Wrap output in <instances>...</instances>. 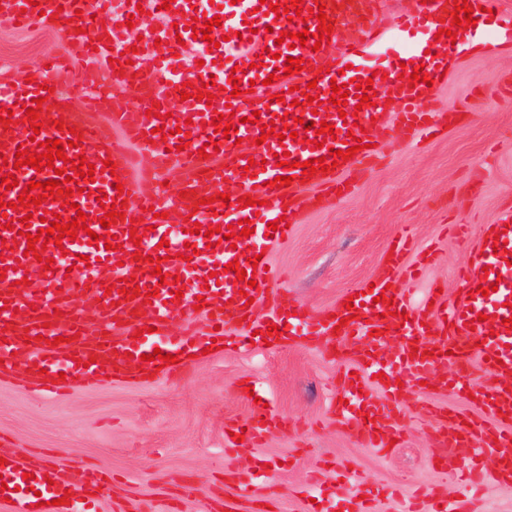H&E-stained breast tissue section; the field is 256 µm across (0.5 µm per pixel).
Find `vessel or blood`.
I'll list each match as a JSON object with an SVG mask.
<instances>
[{"mask_svg": "<svg viewBox=\"0 0 512 512\" xmlns=\"http://www.w3.org/2000/svg\"><path fill=\"white\" fill-rule=\"evenodd\" d=\"M10 17L18 18L21 26L39 23L41 17H58L57 33L66 49L47 57L52 75L62 83L87 90L85 109L74 110L68 96L61 92L42 94L37 84L15 81L10 71L0 70V108L13 110L16 122L11 126L0 123V155L7 164L1 171L14 174L18 186L6 193L9 201H17L28 182L55 179L56 168L36 170L28 166L12 170L17 149L38 151L41 142L57 139L66 143L71 129L82 132L76 147L65 150L67 157L84 155L87 162L98 166L93 179H80L79 193L71 200L77 212L87 216V231L63 245L48 244L40 258L27 256V238L21 233V219L32 214L31 231H38L45 213L60 211L59 202L44 201L29 210L6 209L0 216V237L7 245L0 249V379L20 376L23 384L35 393L56 395L74 388L83 381H95L102 375L120 378H139L140 368L152 376L172 377L183 374L191 365L193 354L201 352L211 341L229 346L248 347L253 332L268 334L270 325H279L277 336H269L272 346H279L282 337L300 336L314 350L320 349L327 336L338 333L350 352V361L340 375L347 390L345 400L333 404V412L342 427L360 435L365 444L380 451L388 450L392 439L400 437L399 423L402 408L400 398L404 388L418 387L429 380L434 386L452 389L460 396L471 391V376L482 368L494 376L478 394V412L461 420L459 416L438 412L433 434V459L441 469L467 477L472 486L485 478L481 462L487 449H494L498 466L496 478H512V330L506 319L512 318V281H498L496 270L505 266L512 252V216L504 215L500 223L485 231L473 262L459 274L462 295L458 302L447 304L437 286L425 290L418 302H409L395 288L397 275L417 277L419 270L408 264L410 255H424L425 249L407 235L396 234L394 251L386 263V273L376 280L375 288L365 295L354 297L353 309L338 305L334 318L312 323L305 306L293 294L276 289L281 273L271 266L263 252L268 241L292 236L293 228L278 227L269 231L268 224L295 212L308 202L303 185L320 188L329 194H349L357 178L378 166L383 156L378 146L392 136L403 139L426 138L446 129L449 114L426 108L439 79L440 67L448 59L453 46L449 37L439 36L441 20L453 17L455 0H428L418 6L415 14L391 13L377 9L374 0H304L309 14L306 19H287L270 12L269 7L280 4H260L259 0H224L222 5L201 9L197 0H174L171 10L165 11L168 26L150 32L141 41V48L152 51L153 66L141 71L138 65H110L113 53L129 52L132 41L126 20L136 13L137 6L124 5L120 14L107 16L111 0H8ZM324 6L328 20L334 25L331 40L320 50L309 46L289 47L277 44L279 31H308L311 42L319 38L316 6ZM83 13L80 24H73L75 13ZM221 16L234 19L240 36L238 50L216 48L204 65L185 63L182 53L185 42L191 41L194 22ZM261 39L265 49L261 67H251L244 50L251 39ZM396 43L404 48L400 63L387 67L386 79H373V70L359 66V59L378 51L384 44ZM303 58L304 69L287 74L288 58ZM423 66L430 83L409 84L402 79V67ZM242 82H262L273 78L276 98L259 93L233 95V78ZM358 83L372 82L371 101L377 110L358 108L355 95H348L344 107L333 105L330 96L333 84H346L349 79ZM201 85L215 82L219 93L212 104L190 98L180 104L178 112H170L168 93H178L183 82ZM315 83L322 101L318 109L294 105L292 86L306 87ZM41 99L40 118L47 125L39 135L26 131L23 121L26 107L33 99ZM394 99V111L381 108L385 99ZM159 103L161 117L149 114L152 103ZM233 109L239 117L237 140L217 133L212 120L215 114ZM107 111V124H100L94 113ZM258 114V123H249L251 114ZM295 120L294 131L304 133L307 122L321 120L332 124L335 137L326 147L298 141L297 138L263 137L262 127L273 124L282 129L283 115ZM355 115L358 125L365 129L362 150L340 163L336 169L316 171L309 183H302L301 162L328 155L330 150L345 147L348 127L344 115ZM63 120L64 129L54 127V120ZM189 126L191 134L187 148H179L176 127ZM163 126L171 132L166 141L148 142L145 134ZM216 141L218 148L208 156L199 151L207 141ZM147 148L149 165H142L138 149ZM290 153L299 166L291 173L288 187L274 186L275 177L284 175L278 167L277 154ZM115 162V173L102 171L104 160ZM181 160L186 172L182 184L183 196L158 202L148 186L156 174L168 169L171 162ZM234 182L239 196L248 195L253 206L244 208L239 202L224 205L211 201L210 189ZM104 192L106 201L95 198ZM125 200L123 220L105 227L104 205L114 204L116 196ZM202 225H234L248 218L254 232L247 238L230 243L220 234L205 236L185 232L186 219ZM143 230L141 244L130 240L131 228ZM99 234L98 242H90V234ZM502 236L506 250L493 251L495 236ZM117 238L118 250L106 249L104 241ZM192 245L197 254L192 260L177 259V252ZM260 256L255 286L237 280L229 271V262L246 261ZM50 267H43V260ZM224 271H216V264ZM160 267V276H152L153 267ZM217 282L206 285L208 275ZM134 278L138 293L124 297L113 289L118 280ZM32 279L45 284V291L18 294L14 282ZM497 283L498 289L489 295L479 294L478 286ZM182 298H175V291ZM389 291L393 304L375 302L374 297ZM151 302H144V295ZM79 296L84 308L93 312L98 321L110 324L111 330L102 334L88 326L81 315L71 312L67 304ZM207 305L197 308L198 298ZM266 304L269 314L257 318L255 307ZM345 326H338V319ZM402 336L398 356L387 353L392 337ZM181 355L177 364L160 367L158 361L141 362V355L154 350ZM447 373L431 378L436 366ZM385 373L388 384L381 396L368 393L366 386L373 374ZM280 422L272 408L253 405L244 422H234L224 438L225 447H235L237 440L261 444L263 438ZM337 473L355 485L357 497L350 500L347 512H371L369 502L377 498L374 491L357 471L337 464ZM0 478L6 483L0 489V500L8 502L10 512H101L100 498L82 497L71 491L64 470L51 463L33 462L28 456L13 452L0 466ZM69 497V504H60V497ZM409 512H475L471 498L451 499L435 487L418 488L412 493Z\"/></svg>", "mask_w": 512, "mask_h": 512, "instance_id": "1", "label": "vessel or blood"}]
</instances>
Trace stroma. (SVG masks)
Segmentation results:
<instances>
[{
  "instance_id": "35a3bbf8",
  "label": "stroma",
  "mask_w": 512,
  "mask_h": 512,
  "mask_svg": "<svg viewBox=\"0 0 512 512\" xmlns=\"http://www.w3.org/2000/svg\"><path fill=\"white\" fill-rule=\"evenodd\" d=\"M59 42L52 29H15L0 16V60L15 75L43 77L42 57ZM432 102L461 113L460 122L436 138L383 144L386 164L360 181L342 200L322 198L302 211L290 239L275 245L270 260L286 276L284 291L297 296L311 318L336 307L349 289L383 274L385 253L398 231H406L435 253L422 281L397 277L401 292L413 295L444 281L456 298L457 270L472 262L484 227L512 211V47L495 56L461 51ZM464 224L466 237L443 233L442 225ZM344 345L321 350L289 340L284 346L223 349L197 360L180 380L139 383L101 379L85 382L60 397L29 393L13 380L0 382V450L53 456L57 465L80 474L90 465L118 478L116 512H207L208 503L228 501L234 512L247 502L240 488L220 485L227 473L246 471L255 459L271 465L280 512H316L301 492L317 476L329 496L317 512H339L350 487L337 482L332 463L341 459L372 485H413L446 489L449 498L462 482L436 469L431 460V418L426 408L470 404L453 393L428 389L403 397L402 438L382 454L357 436L337 429L328 405L340 386ZM252 383L281 419L265 441L224 450V425L244 420L251 405L240 390Z\"/></svg>"
}]
</instances>
